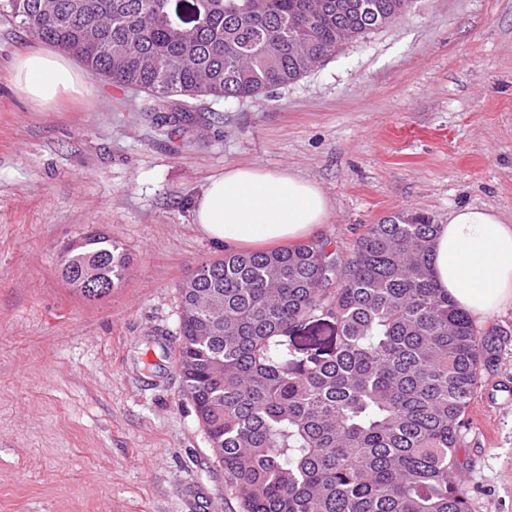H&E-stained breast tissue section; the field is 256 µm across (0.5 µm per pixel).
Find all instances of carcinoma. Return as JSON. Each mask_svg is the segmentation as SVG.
<instances>
[{
  "label": "carcinoma",
  "instance_id": "cac0c4a2",
  "mask_svg": "<svg viewBox=\"0 0 512 512\" xmlns=\"http://www.w3.org/2000/svg\"><path fill=\"white\" fill-rule=\"evenodd\" d=\"M0 0V14L155 98H244L297 81L413 0ZM437 225L398 213L348 258L317 242L231 252L181 287L178 367L241 512H469L455 480L480 380L471 317L436 288ZM125 250L91 233L62 250L65 280L113 286ZM335 332L305 345L308 325Z\"/></svg>",
  "mask_w": 512,
  "mask_h": 512
}]
</instances>
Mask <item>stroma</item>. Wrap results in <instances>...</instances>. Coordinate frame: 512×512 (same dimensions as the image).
Here are the masks:
<instances>
[{"label": "stroma", "mask_w": 512, "mask_h": 512, "mask_svg": "<svg viewBox=\"0 0 512 512\" xmlns=\"http://www.w3.org/2000/svg\"><path fill=\"white\" fill-rule=\"evenodd\" d=\"M41 44L0 16V512H241L177 367L180 286L224 255L192 222L201 186L231 165L292 170L326 195L316 237L341 256L400 212L512 222V0H414L288 86L171 97L179 123L95 77L34 109L9 74ZM92 230L131 260L97 300L60 266ZM474 327L458 479L472 512H512V307Z\"/></svg>", "instance_id": "35a3bbf8"}]
</instances>
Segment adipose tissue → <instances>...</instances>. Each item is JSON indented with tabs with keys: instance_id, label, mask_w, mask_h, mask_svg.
<instances>
[{
	"instance_id": "ef3b65f1",
	"label": "adipose tissue",
	"mask_w": 512,
	"mask_h": 512,
	"mask_svg": "<svg viewBox=\"0 0 512 512\" xmlns=\"http://www.w3.org/2000/svg\"><path fill=\"white\" fill-rule=\"evenodd\" d=\"M11 82L29 104L44 111L62 96L88 91L83 75L53 52L17 56ZM329 215V202L317 184L291 170L229 166L206 181L193 222L214 242L261 247L307 238ZM433 271L439 288L474 317L512 307V224L491 208H457L437 227Z\"/></svg>"
}]
</instances>
